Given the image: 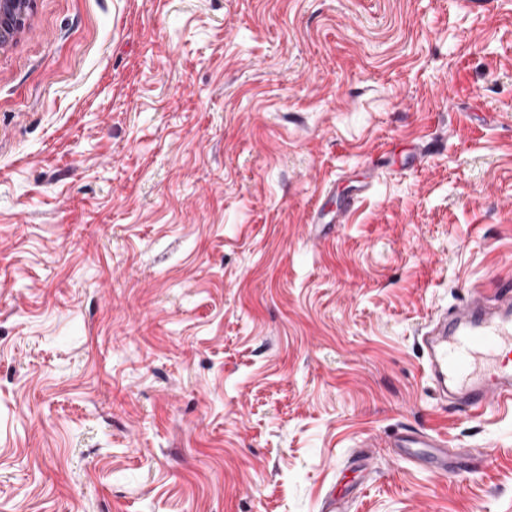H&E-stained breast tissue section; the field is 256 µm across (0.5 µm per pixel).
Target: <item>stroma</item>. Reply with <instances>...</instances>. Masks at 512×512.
<instances>
[{
    "label": "stroma",
    "instance_id": "obj_1",
    "mask_svg": "<svg viewBox=\"0 0 512 512\" xmlns=\"http://www.w3.org/2000/svg\"><path fill=\"white\" fill-rule=\"evenodd\" d=\"M508 274L512 0H37L0 50V512H512V413L435 400L415 341ZM392 448H402L414 463L427 466L433 472L457 477L469 473L474 457L473 450L457 448L448 453L446 442L438 435L427 433H400L393 437Z\"/></svg>",
    "mask_w": 512,
    "mask_h": 512
}]
</instances>
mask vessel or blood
Segmentation results:
<instances>
[{"label":"vessel or blood","mask_w":512,"mask_h":512,"mask_svg":"<svg viewBox=\"0 0 512 512\" xmlns=\"http://www.w3.org/2000/svg\"><path fill=\"white\" fill-rule=\"evenodd\" d=\"M432 391L458 412L480 415L490 405L512 411V278L494 289L476 285L437 311L417 338ZM392 447L414 463L456 477L471 471V449L447 450L441 437L400 433Z\"/></svg>","instance_id":"obj_1"}]
</instances>
